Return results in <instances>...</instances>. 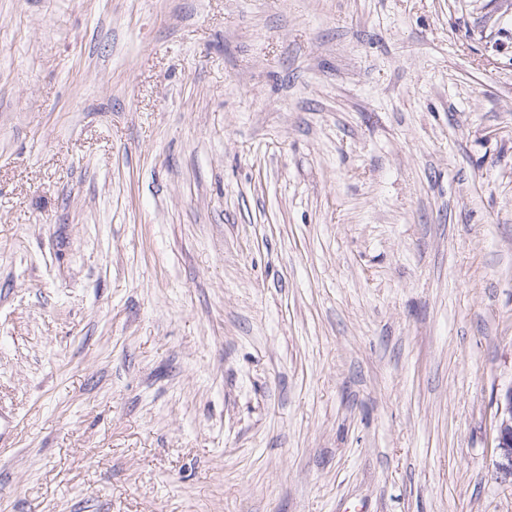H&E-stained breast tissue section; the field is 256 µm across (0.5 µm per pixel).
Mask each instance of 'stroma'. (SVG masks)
Masks as SVG:
<instances>
[{
    "mask_svg": "<svg viewBox=\"0 0 512 512\" xmlns=\"http://www.w3.org/2000/svg\"><path fill=\"white\" fill-rule=\"evenodd\" d=\"M512 0H0V512H512ZM494 430L497 469L512 478V387L499 400Z\"/></svg>",
    "mask_w": 512,
    "mask_h": 512,
    "instance_id": "stroma-1",
    "label": "stroma"
}]
</instances>
